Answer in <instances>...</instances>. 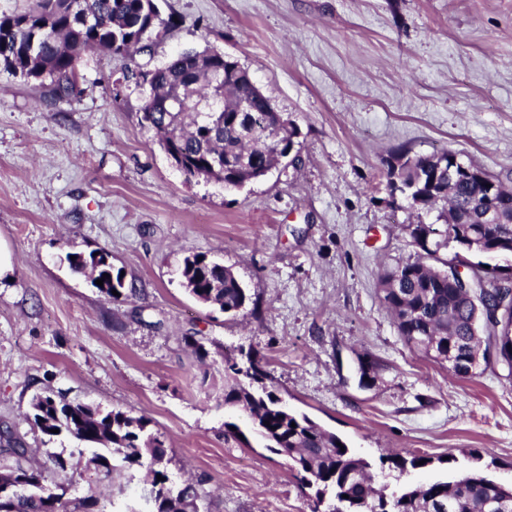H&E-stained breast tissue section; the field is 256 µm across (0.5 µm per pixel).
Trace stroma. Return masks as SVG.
I'll return each instance as SVG.
<instances>
[{"label":"stroma","instance_id":"obj_1","mask_svg":"<svg viewBox=\"0 0 512 512\" xmlns=\"http://www.w3.org/2000/svg\"><path fill=\"white\" fill-rule=\"evenodd\" d=\"M167 33L133 63L148 72L208 46L246 67L296 128L299 156L240 189L186 180L140 121L123 59L86 54L78 95L0 73V448H27L71 501L146 512V476L117 466L90 483L67 436L26 419L35 394L145 417L175 483L202 480L208 512H311L288 461L224 405V358L266 362L269 387L366 459L385 493L482 466L512 486V372L463 379L399 336L378 287L416 255L399 150L455 151L512 181V0H158ZM103 249L133 284L113 300L67 253ZM231 268L237 315L194 299L185 257ZM206 338L199 361L184 337ZM374 364L367 384L361 365ZM232 421L247 443L224 438ZM432 458L396 476L392 455Z\"/></svg>","mask_w":512,"mask_h":512}]
</instances>
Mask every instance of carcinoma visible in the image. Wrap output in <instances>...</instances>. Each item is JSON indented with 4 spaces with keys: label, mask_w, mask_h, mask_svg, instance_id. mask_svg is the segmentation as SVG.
<instances>
[{
    "label": "carcinoma",
    "mask_w": 512,
    "mask_h": 512,
    "mask_svg": "<svg viewBox=\"0 0 512 512\" xmlns=\"http://www.w3.org/2000/svg\"><path fill=\"white\" fill-rule=\"evenodd\" d=\"M167 26L142 0H34L23 12L0 16V34L7 33L0 39V71L33 75L58 97L68 98L76 93V70L87 50L97 48L125 59L127 41L140 39L147 28ZM143 77L149 78L151 92L141 121L160 133V141L173 143L189 166L203 169L217 154L224 164V179H244L257 169L275 168L279 157L295 145V129L288 122L278 124L270 100L256 93L248 69L238 63L216 56L199 58L189 51ZM220 94L225 97L224 111L197 108V96ZM243 100L249 102L248 111H233ZM450 167H461L450 150L432 156L400 151L389 161L391 191L399 185L408 187L405 198L416 220L407 230L423 254L383 270L379 279L383 299L404 342L439 364H449L454 375L475 376L491 350L512 375V312L487 324L489 312L475 307L462 283L448 281V263L442 262L440 268L427 264L438 260L437 253L451 242L459 250L454 255L457 261L462 252L490 253L501 238L507 239L502 251L512 249V211L503 212L501 224L486 223L481 188L463 174L448 181ZM440 204L444 213L438 218L444 224L437 227L425 218ZM66 259L73 272L87 274L93 282L104 279L98 290L113 300L135 292L126 286L121 272L113 271L103 250ZM471 271L482 275L490 289L506 278L499 268L487 269L481 262ZM183 277L194 297L224 313L244 309L249 300L232 269L204 254L185 258ZM114 290L118 295L112 294ZM266 379L262 358L256 354H248L244 363L225 360L224 405L247 412L267 447L288 459L299 488L315 491L312 512H320L324 503L329 512H512V488L489 478L479 467L386 495L372 485L368 462L349 448H340L343 441L308 416L290 412L264 383ZM30 418L49 437L57 429L90 447L89 463L97 475L111 473L110 454L145 470L154 493L152 512H202L204 494L199 484L168 482V448L147 433L144 418L68 402L50 392L32 398ZM8 454L14 461L3 466L0 484L24 475L30 489L10 500L7 512H91L97 504L90 495L71 506L60 485H46L42 470L22 464L25 449L10 448ZM390 462L402 475L427 467L432 459L394 456Z\"/></svg>",
    "instance_id": "obj_1"
}]
</instances>
